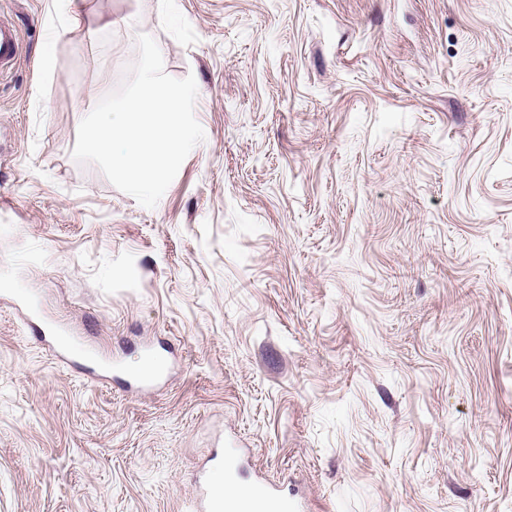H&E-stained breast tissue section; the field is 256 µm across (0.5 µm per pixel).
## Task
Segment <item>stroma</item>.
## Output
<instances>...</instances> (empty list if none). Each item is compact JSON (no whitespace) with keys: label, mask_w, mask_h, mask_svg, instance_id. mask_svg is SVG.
Returning a JSON list of instances; mask_svg holds the SVG:
<instances>
[{"label":"stroma","mask_w":512,"mask_h":512,"mask_svg":"<svg viewBox=\"0 0 512 512\" xmlns=\"http://www.w3.org/2000/svg\"><path fill=\"white\" fill-rule=\"evenodd\" d=\"M75 9L0 0V512H192L227 448L300 512H512V0ZM142 33L205 132L151 209L71 155ZM20 48V38L15 27L0 22V73L12 66ZM54 336H37L38 339L42 341H46L47 339H53L56 346L60 350L63 356L71 359H81L86 358L89 360L93 359V356L87 349L84 347L83 343L75 336H69L63 334L61 331L54 330Z\"/></svg>","instance_id":"1"}]
</instances>
